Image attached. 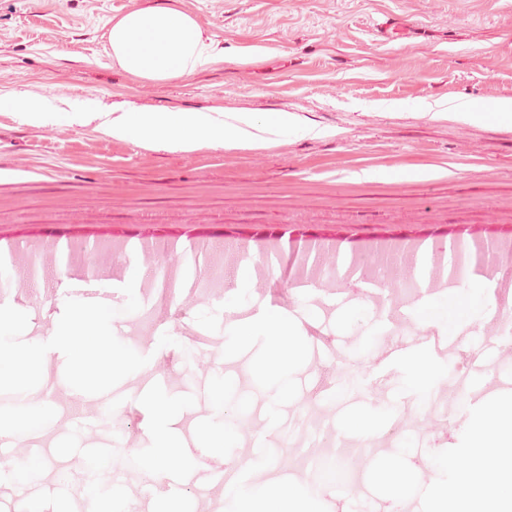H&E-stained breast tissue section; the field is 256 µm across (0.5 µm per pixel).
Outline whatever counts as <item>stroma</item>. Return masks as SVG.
<instances>
[{
	"label": "stroma",
	"mask_w": 512,
	"mask_h": 512,
	"mask_svg": "<svg viewBox=\"0 0 512 512\" xmlns=\"http://www.w3.org/2000/svg\"><path fill=\"white\" fill-rule=\"evenodd\" d=\"M146 7H176L201 25L209 60L189 75L152 81L130 75L112 57L113 23ZM406 23L408 37L385 41L372 25ZM512 99V0H0V243L39 245L40 274L29 287L0 297L23 307L24 341L50 336L67 299L88 289L108 293L118 308L116 337L151 347L158 361L126 377L102 404L70 398L56 361L45 369L56 420L14 442L0 438V461L18 470L38 466L27 485L43 512L66 502L69 512L93 505L89 460L142 453L154 438L136 404L155 388L180 406L170 426L184 450L223 421L235 441L216 466L248 457L278 471L287 491L313 448H348L359 476L354 503L373 499L387 512L375 479L389 462L454 454L467 441L471 405L512 402V354L494 332L499 315L457 306L448 336L468 344L439 351L446 373L429 395L404 383L399 360H383L384 334L431 331L420 283L392 297L369 285L350 287V271L303 263L314 242L349 247L397 246L411 261L430 243L434 283L444 281L449 242L470 250L464 267L479 266L476 244L512 243V126L433 121L420 102ZM51 113L136 111L291 112L322 129L319 137L288 131L264 149L205 148L182 154L142 150L103 136L94 123H30L24 106ZM105 244L94 260L60 262L57 244ZM149 247L163 259L146 268L138 300L124 312L119 289L129 250ZM259 256L255 278L226 307L224 269L238 256ZM195 271V302L175 287ZM294 300L315 322L319 338L341 347L321 361L310 340L280 391L257 383L253 369L269 363L263 339H235L237 321L267 297ZM483 349L478 362L470 353ZM361 363L356 382L337 381L340 356ZM224 382L234 398L214 401ZM383 411L397 438L367 435L350 419ZM187 484L204 512H225L215 478L172 467L157 490ZM280 494L269 501L283 512Z\"/></svg>",
	"instance_id": "obj_1"
}]
</instances>
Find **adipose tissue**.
I'll use <instances>...</instances> for the list:
<instances>
[{
  "label": "adipose tissue",
  "mask_w": 512,
  "mask_h": 512,
  "mask_svg": "<svg viewBox=\"0 0 512 512\" xmlns=\"http://www.w3.org/2000/svg\"><path fill=\"white\" fill-rule=\"evenodd\" d=\"M109 45L112 57L126 72L165 81L190 74L208 60V46L199 23L174 7L146 8L132 11L113 24ZM431 119H452L463 123L494 121L512 124V100L503 99L481 104L472 101L449 103L447 108L425 105ZM75 122L97 121L103 135L124 140L141 149L162 148L171 152L192 153L206 147L227 149L266 147L273 135L293 130L305 136L314 135L313 127L302 124L297 116L277 112L257 117L249 112H228L217 116L211 112L186 113L143 109L137 112H76ZM246 336H264L280 352L274 367L259 366L256 377L271 385L283 387L298 359L300 338L305 330L300 321L289 318L281 307L264 302L246 319ZM145 426L155 438V445L142 458L145 469L158 474L173 463L185 470L197 464L194 455L181 451L169 433L176 410L164 391L138 404ZM472 466H460L456 457L434 459L437 479L426 491L427 512H475V503L487 499L483 471L501 469L496 449L502 436L512 437V405L476 407L472 410Z\"/></svg>",
  "instance_id": "ef3b65f1"
}]
</instances>
